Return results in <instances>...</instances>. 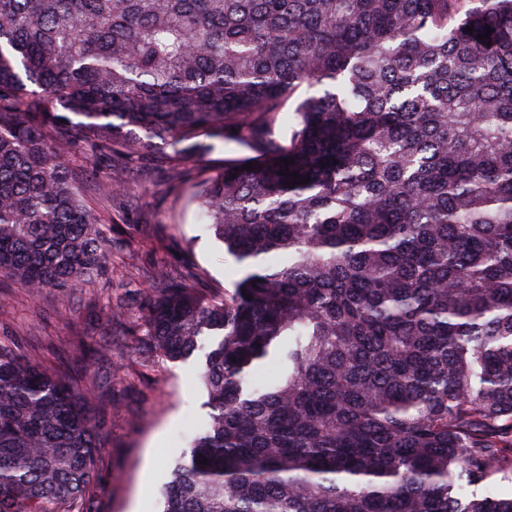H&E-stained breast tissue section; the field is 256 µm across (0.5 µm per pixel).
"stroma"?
Masks as SVG:
<instances>
[{
	"mask_svg": "<svg viewBox=\"0 0 512 512\" xmlns=\"http://www.w3.org/2000/svg\"><path fill=\"white\" fill-rule=\"evenodd\" d=\"M126 184L129 192L118 207L86 197L99 209L112 240L106 276L35 298L0 276V342L90 387L105 413L109 444L101 454L90 512H161L173 464L209 412L197 359L170 361L137 350L130 327L150 288L146 273L193 272L199 287L220 291L233 289L244 274L200 219L193 179L175 188L161 179L130 178ZM119 305L124 317L112 319L111 310ZM74 336L97 347V354L78 358L69 346Z\"/></svg>",
	"mask_w": 512,
	"mask_h": 512,
	"instance_id": "35a3bbf8",
	"label": "stroma"
}]
</instances>
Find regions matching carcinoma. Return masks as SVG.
Returning a JSON list of instances; mask_svg holds the SVG:
<instances>
[{
  "label": "carcinoma",
  "mask_w": 512,
  "mask_h": 512,
  "mask_svg": "<svg viewBox=\"0 0 512 512\" xmlns=\"http://www.w3.org/2000/svg\"><path fill=\"white\" fill-rule=\"evenodd\" d=\"M217 142L250 155L196 199L245 273L156 272L140 315L211 409L162 512H512V0H0L1 276L90 282L81 186ZM94 402L0 343V512L92 497Z\"/></svg>",
  "instance_id": "obj_1"
}]
</instances>
